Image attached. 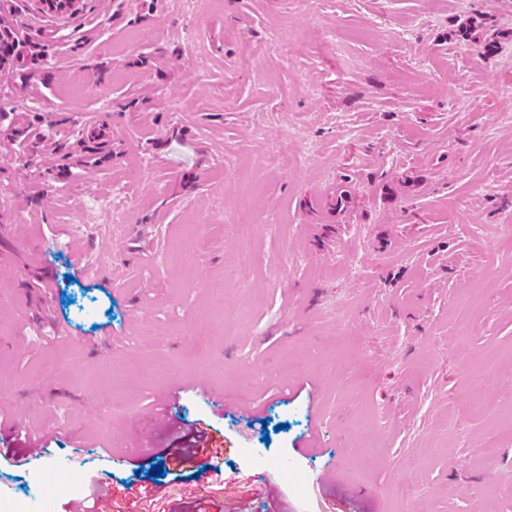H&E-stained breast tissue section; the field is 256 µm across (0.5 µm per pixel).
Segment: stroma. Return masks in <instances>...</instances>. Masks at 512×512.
<instances>
[{"label":"stroma","mask_w":512,"mask_h":512,"mask_svg":"<svg viewBox=\"0 0 512 512\" xmlns=\"http://www.w3.org/2000/svg\"><path fill=\"white\" fill-rule=\"evenodd\" d=\"M4 26L0 448L54 453L0 460V498L123 512L161 483L158 512H224L221 479L256 512H343L347 488L358 512H512V0H14ZM88 113L112 133L89 166ZM115 189L119 225L91 198ZM244 388L257 412L199 395ZM170 401L222 436V475L199 454L150 476ZM30 2L33 10L39 13H52L60 20L77 14L82 3L81 0H32Z\"/></svg>","instance_id":"1"}]
</instances>
